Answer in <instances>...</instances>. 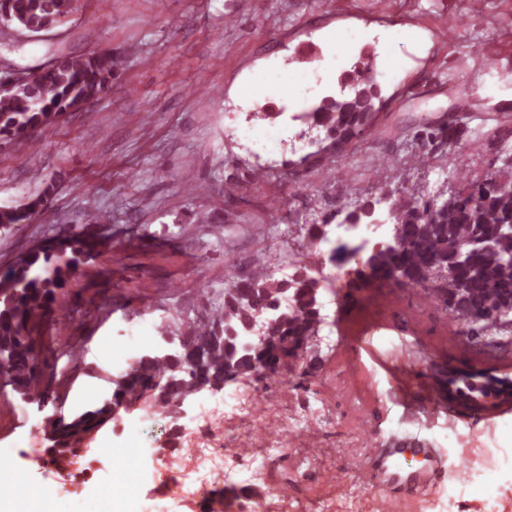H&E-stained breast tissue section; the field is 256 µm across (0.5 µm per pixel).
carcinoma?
Instances as JSON below:
<instances>
[{
    "label": "carcinoma",
    "mask_w": 512,
    "mask_h": 512,
    "mask_svg": "<svg viewBox=\"0 0 512 512\" xmlns=\"http://www.w3.org/2000/svg\"><path fill=\"white\" fill-rule=\"evenodd\" d=\"M71 7L72 0H0V31L13 26L30 33L49 30L69 16ZM115 66L109 52L64 55L26 82L0 89V137L29 141L32 132L95 100L111 82ZM338 86L336 94L322 97L310 111L292 116L323 130L327 145L288 163L286 176H300L314 160L344 158L383 108L376 89L342 80ZM494 175L496 186L483 180L445 200L383 186L378 195L308 225L307 237L316 247L330 241L335 222L356 228L377 221L391 225L385 237L362 241L359 251L339 240L328 254H314L285 278L228 260L224 302L205 321L170 336L167 350L141 354L127 370L107 378L110 391L102 401L47 423L49 463L59 466L79 448L91 449L112 421L114 405L151 407L174 418L205 392L220 393L261 369L281 373L322 322L326 279L317 267L327 262L351 266L364 283L421 288L475 336L493 340L512 322V158ZM49 200L47 192L0 209V227L33 223ZM106 244L85 230L62 232L13 265L0 267V376L6 375V385L21 401L46 408L56 400L36 366L31 328L51 310L57 290ZM450 282L455 284L451 292ZM256 322L268 328L266 342L256 352L245 351L242 340ZM474 387L470 374L448 373V393L463 396Z\"/></svg>",
    "instance_id": "1"
}]
</instances>
